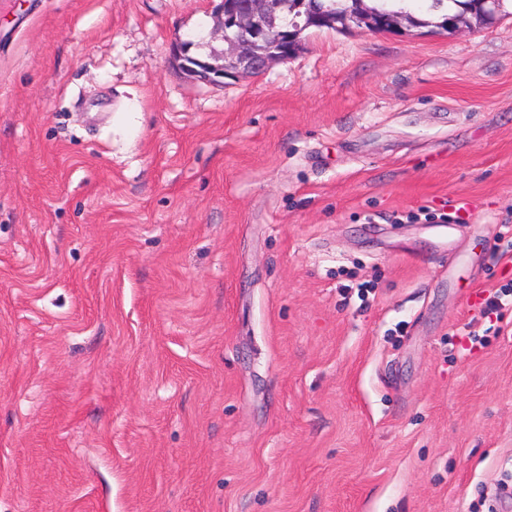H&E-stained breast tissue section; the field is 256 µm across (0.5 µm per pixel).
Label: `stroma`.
Here are the masks:
<instances>
[{"label": "stroma", "instance_id": "1", "mask_svg": "<svg viewBox=\"0 0 512 512\" xmlns=\"http://www.w3.org/2000/svg\"><path fill=\"white\" fill-rule=\"evenodd\" d=\"M219 4L0 0V512H512V14ZM235 1L221 0L217 16L218 27L223 33L224 43L230 46L229 51L211 55L212 62L193 58L202 68L190 64L188 57L177 56L178 61L183 57L181 68L191 76L216 84L240 72H262L270 64L287 60L299 51L298 30L288 29V25H269L262 15L260 4L268 5L278 0H257L259 5L252 4L251 8H242ZM360 0H285L282 1L281 21L284 23L288 21L289 25L298 24L295 21L296 17L311 8L316 11H325L336 19V26H327L326 28L342 30L348 27L345 26L344 20L358 10V3ZM304 2L303 11L297 7ZM295 16V17H294ZM347 26L355 25L365 27L369 26L371 30L377 28V23L372 17L352 15L350 20L346 22ZM371 1L374 2V4L370 7H368L369 6L368 5L367 7L372 13L393 15L387 19L389 28H392L395 26L399 16H406L408 19L411 20V14H412V15L416 16L417 18H419L415 13H413L407 9L406 10L402 9V8H400L398 10L393 9L392 4L395 2V0H371ZM424 1L430 2L428 11H434L436 9H439L445 3H448V9L455 8V10H456V12L454 14L443 15L444 17L442 18L443 20L441 22L426 21V20L419 18L420 20L424 21L423 24H426L427 27L433 26V27H436V28H439L442 30H445V29L453 30L458 26V24L460 22H462L463 20H467V19H465L466 16L464 15V16L457 18L456 20H454V22L450 26H448V17L456 16V15H460V14H470L471 17L475 19L477 25L484 24L483 21H480V15L474 14V12H475L474 5H476L477 2H479L477 0H424ZM396 15H399V16H396ZM431 24H435V25H431Z\"/></svg>", "mask_w": 512, "mask_h": 512}]
</instances>
